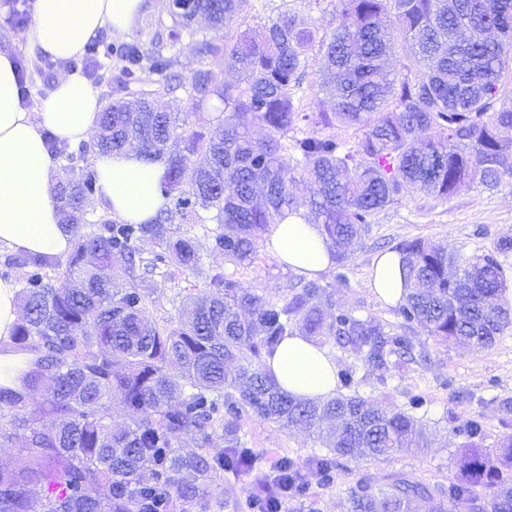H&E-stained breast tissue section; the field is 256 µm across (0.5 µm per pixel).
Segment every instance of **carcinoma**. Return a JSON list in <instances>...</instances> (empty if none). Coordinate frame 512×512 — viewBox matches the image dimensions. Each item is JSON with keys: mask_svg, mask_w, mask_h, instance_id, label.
I'll use <instances>...</instances> for the list:
<instances>
[{"mask_svg": "<svg viewBox=\"0 0 512 512\" xmlns=\"http://www.w3.org/2000/svg\"><path fill=\"white\" fill-rule=\"evenodd\" d=\"M245 0H179L168 6L170 45L209 21L200 52L224 53L242 74L217 83L202 67L184 77L161 50L95 41L86 54L124 62L118 90L160 79L132 97L106 101L90 143L46 145L59 160L53 192L62 221L85 232L65 261L17 256L22 316L13 335L24 355L17 387L0 386V444L17 448L0 467V512H213L224 507V473L258 466L244 446L243 417L282 429L336 422L325 451L305 464L280 458L287 489L307 495L303 467L321 484L335 483L336 462H380L424 447L415 412L427 403L388 411L359 393L354 369L336 373V393L323 400L283 391L267 366L283 339L300 333L322 347L332 340L375 372L384 385L412 353L407 329L435 339L490 347L512 330V307L501 302L512 272V237L479 254L447 253L425 237L399 243L410 284L395 306L399 322L362 316L336 305L325 277L301 278L270 300L224 274L204 270L196 236L183 224H213L211 248L235 264L251 263L268 225L305 213L321 226L332 260H351L373 217L399 203L409 186L441 201L474 186L512 185V0H330L319 32L301 6L282 0L261 42L235 29ZM329 109L303 104L309 58ZM180 92L192 108L216 100L217 134L179 119L160 100ZM266 127L255 139L250 128ZM352 135L345 136L346 132ZM133 147L166 173V207L148 224H121L103 212L89 218L86 200L99 175L88 156ZM306 175L313 192L296 197ZM158 251L142 257L140 243ZM174 264L202 277L159 324L132 282L135 269ZM235 365L236 375L226 367ZM136 413L112 415V399ZM196 433L183 448V434ZM462 439V465L448 487L406 477L385 488L360 479L348 488L349 512H410L416 497L436 491L448 512H512V435L482 446L478 416L452 426ZM224 443V451L212 452Z\"/></svg>", "mask_w": 512, "mask_h": 512, "instance_id": "obj_1", "label": "carcinoma"}]
</instances>
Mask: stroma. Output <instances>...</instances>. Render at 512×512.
Segmentation results:
<instances>
[{
	"mask_svg": "<svg viewBox=\"0 0 512 512\" xmlns=\"http://www.w3.org/2000/svg\"><path fill=\"white\" fill-rule=\"evenodd\" d=\"M33 2L0 0V49L13 52L16 64L24 66L29 89L25 104L34 111L47 99L67 67L65 62L30 53ZM169 23L166 0H144L136 24L125 40L152 49L165 41ZM165 52L174 61V71L182 75L203 67L212 72L218 83L231 84L237 79L235 72L225 66L223 57H200L194 39L184 38L175 46H167ZM501 235L512 236V188L505 186L494 192L473 188L443 202L412 187L399 204L375 216L370 235L340 271L343 279H336L338 271L332 268L326 271L325 279L331 282V292L338 304L385 317L389 314L387 305L369 286L372 264L381 253L403 240L423 236L447 251L469 256L481 252ZM200 255L204 266L223 268L226 275L242 286L256 289L268 298L284 295L295 277L294 271L279 264L263 245L247 265L231 263L205 245L201 246ZM134 283L146 295L150 316L157 322L167 317L182 297L202 286L200 279L183 276L173 267L138 273ZM413 342L416 352L422 353V360L410 364L385 386L378 384L370 367L357 364L343 350L332 345L328 351L335 357L337 367L357 366L363 379L361 394L386 407H406L413 394L425 393L428 404L423 422L430 439L428 447L417 453H399L380 463L364 464L356 472L349 461L339 460L336 486L320 490L313 507H306L298 499L291 501L292 512H348L347 490L360 475L369 477L378 487L399 476L432 486L447 485L455 471L454 451L458 444L457 438L446 431L453 416H480L487 431L484 445L496 448L504 432L501 404L512 401V332H506L489 348L440 344L419 329L413 332ZM241 425L247 447L267 465L284 455L306 460L320 447L303 430L289 432L253 417L243 418Z\"/></svg>",
	"mask_w": 512,
	"mask_h": 512,
	"instance_id": "stroma-1",
	"label": "stroma"
}]
</instances>
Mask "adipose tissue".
Listing matches in <instances>:
<instances>
[{"label":"adipose tissue","mask_w":512,"mask_h":512,"mask_svg":"<svg viewBox=\"0 0 512 512\" xmlns=\"http://www.w3.org/2000/svg\"><path fill=\"white\" fill-rule=\"evenodd\" d=\"M143 0H35L30 33L33 51L56 60L81 55L102 31L121 37L130 33ZM102 103L85 76H59L39 111L24 105L12 54L0 50V252L42 256L55 261L72 247L74 231L61 222L52 191L56 164L44 139L52 131L69 142L89 141L98 126ZM100 205L120 222L151 221L165 201L158 185L163 164L146 161L138 152L97 154ZM268 247L280 264L313 276L329 269L331 251L317 225L304 217L273 225ZM369 283L386 304L396 305L407 293L402 262L389 250L373 263ZM21 318L17 287L0 279V384H11L22 357L13 350V332ZM278 384L295 397L315 400L336 391V360L307 337L286 338L268 358Z\"/></svg>","instance_id":"obj_1"}]
</instances>
